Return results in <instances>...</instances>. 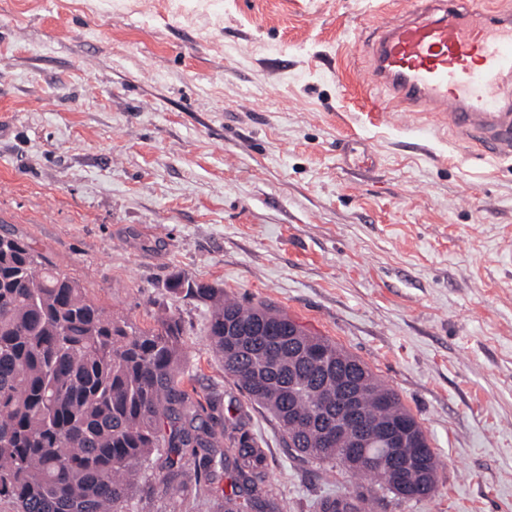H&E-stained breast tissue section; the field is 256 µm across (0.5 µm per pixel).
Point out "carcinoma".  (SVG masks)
Instances as JSON below:
<instances>
[{
  "label": "carcinoma",
  "instance_id": "cac0c4a2",
  "mask_svg": "<svg viewBox=\"0 0 512 512\" xmlns=\"http://www.w3.org/2000/svg\"><path fill=\"white\" fill-rule=\"evenodd\" d=\"M0 248V501L13 512H128L139 474L164 450L191 449L198 512H282L266 484L264 453L240 423L199 420L185 387L183 324L173 314L141 329L89 298L79 283L23 237ZM209 308L207 336L224 376L277 422L290 450L370 480L338 492L315 512H375L388 495L430 497L438 460L415 416L371 369L265 303L244 306L206 283L181 290ZM360 389L358 426L328 447L318 438ZM392 423L425 448L394 468L378 430ZM232 493L219 497V473ZM179 470L160 479L183 512Z\"/></svg>",
  "mask_w": 512,
  "mask_h": 512
}]
</instances>
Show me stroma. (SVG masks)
<instances>
[{
    "label": "stroma",
    "mask_w": 512,
    "mask_h": 512,
    "mask_svg": "<svg viewBox=\"0 0 512 512\" xmlns=\"http://www.w3.org/2000/svg\"><path fill=\"white\" fill-rule=\"evenodd\" d=\"M413 0H0V233L140 328L180 316L209 425L242 422L283 512L364 490L292 454L228 378L202 281L288 313L366 363L439 461L386 512H512V158L361 76ZM375 159L350 165L348 141ZM154 458L130 512H169Z\"/></svg>",
    "instance_id": "35a3bbf8"
}]
</instances>
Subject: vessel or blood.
<instances>
[{"label":"vessel or blood","instance_id":"vessel-or-blood-1","mask_svg":"<svg viewBox=\"0 0 512 512\" xmlns=\"http://www.w3.org/2000/svg\"><path fill=\"white\" fill-rule=\"evenodd\" d=\"M371 82L390 107L447 116L490 153L512 157V15L486 0H416L367 43Z\"/></svg>","mask_w":512,"mask_h":512}]
</instances>
